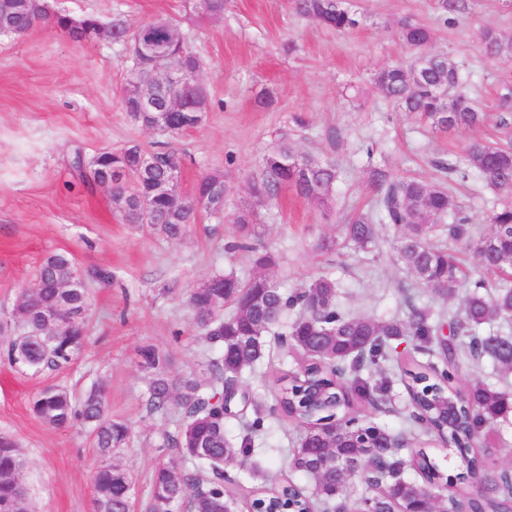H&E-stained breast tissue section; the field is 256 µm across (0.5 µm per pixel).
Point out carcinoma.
Wrapping results in <instances>:
<instances>
[{"instance_id":"1","label":"carcinoma","mask_w":512,"mask_h":512,"mask_svg":"<svg viewBox=\"0 0 512 512\" xmlns=\"http://www.w3.org/2000/svg\"><path fill=\"white\" fill-rule=\"evenodd\" d=\"M295 11L337 31L359 24L354 14L336 6V0H293ZM443 14H460L469 8L468 0H437ZM396 35L406 47L427 57L428 64L412 73L407 67H387L374 75L381 93L406 111L415 112L442 132L452 133L481 125L485 115L462 92L444 102L443 88L459 85V74L448 58L431 53L429 29L413 20L399 22ZM486 56L492 60L512 58V39L487 28L481 37ZM152 153L134 144L120 150L97 154L90 165L93 181L101 171L120 166L129 178L115 187L113 202L128 224H150L170 238L178 239L188 225L195 223L201 210L214 214L224 209V175L202 176L188 195L175 186L161 194L172 167H183V156L174 149L156 152L157 163L145 168L142 157ZM460 177L473 173L488 186L503 193L493 209L492 230L474 237L468 218L457 201L443 187L415 178L392 177L375 172L374 210L359 211L343 225L344 240L366 249L376 244L377 225L389 224L399 232L393 249L397 260L426 287L442 299L453 298L465 287L466 275L456 254L433 241L436 234H447L454 241L466 242L477 262L500 277L493 284L477 282L462 308L449 322V337H441L442 326L431 311L410 307L405 320H382L355 316L337 303L336 281L328 276L311 280L301 290L290 291L269 275L276 266L273 252L251 243L255 214L240 210L234 217L240 236L231 248L252 253L254 272L245 279L234 272L214 273L206 281L227 286L224 303L232 308L224 313L215 302V288H194L188 303L201 341L218 356L211 358L204 372L196 376H176L170 372L167 353L153 345L139 349L142 367L152 372L147 407L165 411L173 403L182 410V423L169 437L181 460H161L153 472L152 512H233L236 498L224 486V466L234 462L241 467L259 466L251 461L255 438L264 427L263 405L253 394L240 391L239 380L252 370L265 353V336L275 327L283 328L280 339L301 355L303 364L284 376L272 411L292 419L304 429L298 446L292 449L291 470L303 476L304 489L283 484L262 491L251 508L257 512L275 504L288 512H313L312 500L326 509L340 501H350L357 512H411L429 493L431 507H443L440 490L448 489L457 512H512V466L486 469V460L474 442L483 435L486 421L509 420L512 393L476 379L455 400L456 418L443 426L436 420L434 406L455 390L454 380L460 363L489 360L500 373L512 372V336L486 330L495 322L512 324V145L475 143L463 162L453 167ZM337 180L335 166L321 159L297 153L281 143L262 159V172L252 180L250 192L259 200L272 199L281 186L322 208H330ZM205 207H200V202ZM73 267L64 253L47 257L37 272L43 288L19 291L11 318L17 336H8L4 354L9 364L23 355L34 371L63 370L77 358L86 343L85 319L89 307L87 292L69 294L53 284L65 279ZM60 305L74 315L72 335H47L43 314ZM256 337L247 343L243 336ZM414 343V351L426 354L425 363L417 357L395 355L396 347ZM397 365L401 382L409 397L408 418L413 426L434 435L441 444L456 449L466 464L482 475V491L472 493L466 477L443 480L438 465L425 449L417 450L415 476L405 475L406 462L391 447L392 432L361 423L354 416L353 396L372 406L390 390V382L371 386L362 372H383L382 363ZM254 407L255 418L246 423L240 446L226 436L224 416L235 399ZM33 414L45 425L65 428L75 424L89 427L94 435L100 465L94 474L98 512H127L133 478L117 458L129 437L128 427L112 420L106 397L99 387L92 388L77 401L68 390L48 387L30 401ZM381 456L385 466L381 481H367L371 493L349 500L348 479L366 470L368 456ZM22 457L16 441L0 436V512H32L29 495H21Z\"/></svg>"}]
</instances>
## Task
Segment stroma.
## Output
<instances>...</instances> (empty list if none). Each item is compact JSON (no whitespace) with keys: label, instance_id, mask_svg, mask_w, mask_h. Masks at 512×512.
Returning a JSON list of instances; mask_svg holds the SVG:
<instances>
[{"label":"stroma","instance_id":"obj_1","mask_svg":"<svg viewBox=\"0 0 512 512\" xmlns=\"http://www.w3.org/2000/svg\"><path fill=\"white\" fill-rule=\"evenodd\" d=\"M49 3L76 18H119L132 30L155 19L171 21L199 58L209 96L198 127L164 134L125 110L133 60L124 44L76 43L44 23L20 37L0 34V318L9 315L20 289L34 286L42 261L57 252L69 253L87 273L90 297L88 342L70 369L36 374L0 359V433L22 446V481L36 512H95L99 458L92 437L45 425L29 402L49 386L77 397L104 388L113 419L130 429L120 459L134 476L133 512H149L154 466L179 458L166 439L182 413L174 405L148 409L151 374L137 351L153 345L169 352L175 374L202 371L211 353L198 337L187 295L213 273H251L248 253L230 248L240 209L257 211L254 239L276 255L270 274L285 288L327 275L344 309L385 320L406 318L413 306L460 310L463 296L439 299L397 261L392 226H380L372 252L343 242L341 227L354 211L374 206L371 172L380 168L447 188L474 235L490 232L498 193L477 178L460 180L453 167L473 142L499 143L503 125L512 126V59H488L479 41L487 27L512 38V0H470L469 11L448 22L435 0H349L360 23L345 32L298 15L291 0H229L218 18L197 14L187 0ZM406 17L430 29V52L457 67L459 91L487 115L483 126L439 132L375 87L377 70L414 59L396 37ZM284 141L335 165L331 210L288 189L265 202L251 196L249 183L260 175L263 157ZM133 144L181 152L186 194L201 175L222 173L223 219L199 213L178 240L125 223L111 190L83 182L77 164ZM323 236L336 239L335 249L316 250ZM98 268L111 272L110 282L92 278ZM300 362L296 352L276 351L245 372L242 387L272 401L278 379ZM265 424L266 446L254 456L265 480L233 464L226 468L237 512H250L261 485L295 478L288 456L301 427L276 415L266 416Z\"/></svg>","mask_w":512,"mask_h":512}]
</instances>
